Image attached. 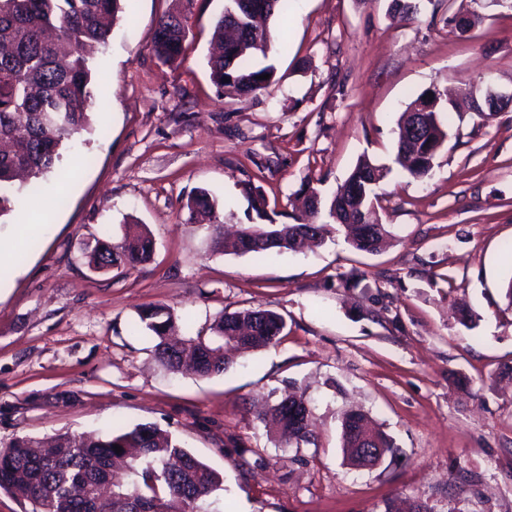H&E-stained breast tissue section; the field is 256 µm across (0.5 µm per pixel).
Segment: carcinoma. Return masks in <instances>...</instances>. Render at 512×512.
I'll return each instance as SVG.
<instances>
[{"mask_svg":"<svg viewBox=\"0 0 512 512\" xmlns=\"http://www.w3.org/2000/svg\"><path fill=\"white\" fill-rule=\"evenodd\" d=\"M287 5L288 0H227L213 30L219 52L209 59L211 81L222 96L255 94L275 82L273 65L255 69L249 58L258 53L268 57L266 22ZM121 10V0H0V218L13 210L23 194V188L14 183L18 172L26 171L37 180L54 173L65 144L91 128V62L108 42L110 19ZM483 19L475 10H450L446 25L455 35L465 37ZM186 30L184 17H161L153 38L157 58L165 63L181 58L186 51ZM266 74L270 78H264ZM463 107L479 111L468 90L458 102L429 88L408 104L398 123L396 162L410 177L431 176L448 137L440 114ZM383 178V168L362 158L328 203L313 181H307L304 192L314 205L295 224L275 223L278 212L268 210L258 187L245 183L251 209L262 223L244 230L273 239L272 245L254 248L252 253L294 251L299 237L321 245L328 226L316 222L322 213L348 229L347 241L353 249L368 251L361 221L377 202L376 188ZM186 208L191 217L211 223L212 242L221 244L223 221L209 193L196 191ZM152 253L150 233L143 225L133 224L121 244L98 241L88 249L87 258L89 265L106 270L121 264L136 266L150 260ZM138 317L141 327L157 338L155 355L164 367L178 373L189 361L199 377L224 373L229 359L223 350L236 346L239 323L264 325L245 342L252 350L269 346L284 328L283 318L271 310L226 312L212 327L211 337L190 339L188 352L177 351L166 341L174 321L170 308L150 306ZM273 411L275 421L282 424L278 431L281 444L310 442V420L296 422L282 402ZM115 444L121 453L113 450ZM103 485L112 489V512H132L127 508L130 501L142 504L143 512H211L208 499L220 489L222 479L178 441L147 424L114 430L105 437L64 435L49 452L28 438L0 448V490L19 495L30 504L31 512H97Z\"/></svg>","mask_w":512,"mask_h":512,"instance_id":"1","label":"carcinoma"}]
</instances>
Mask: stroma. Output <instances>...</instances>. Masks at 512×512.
Listing matches in <instances>:
<instances>
[{"mask_svg":"<svg viewBox=\"0 0 512 512\" xmlns=\"http://www.w3.org/2000/svg\"><path fill=\"white\" fill-rule=\"evenodd\" d=\"M225 3L125 0L92 62L91 131L0 218L5 243L39 218L14 267L0 268V445L151 424L223 476L213 512H385L405 501L512 512V108L450 114L426 179L391 167L397 120L423 90L490 79L512 89V12L455 0L484 16L460 39L433 0H417L412 20L390 0H289L270 25L277 83L223 99L208 55ZM171 13L187 17L188 48L165 63L152 41ZM363 155L388 168L377 192L391 240L376 253L339 236L269 258L229 253L186 208L204 189L228 226L256 223L250 181L290 215L304 181L331 197ZM260 158L269 171H257ZM133 219L151 233V261L94 271L88 245L119 244ZM355 268L362 286L345 287ZM152 305L174 311L183 337L250 307L286 326L264 349L231 352L224 374H175L135 326ZM291 393L311 412L312 441L297 448L262 415ZM353 410L395 458L345 465Z\"/></svg>","mask_w":512,"mask_h":512,"instance_id":"1","label":"stroma"}]
</instances>
